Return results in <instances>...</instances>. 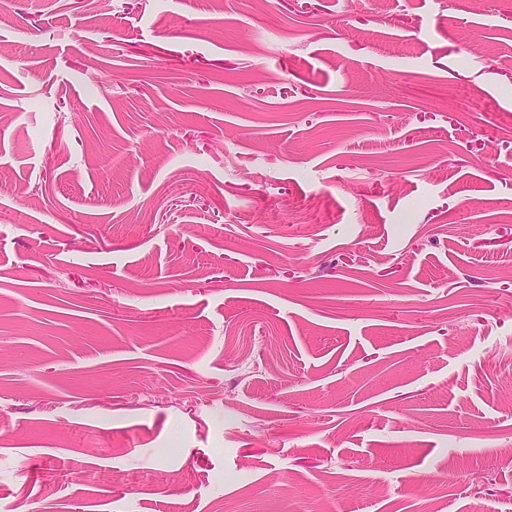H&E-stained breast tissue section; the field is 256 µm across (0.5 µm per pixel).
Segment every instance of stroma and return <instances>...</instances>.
Here are the masks:
<instances>
[{"label": "stroma", "mask_w": 512, "mask_h": 512, "mask_svg": "<svg viewBox=\"0 0 512 512\" xmlns=\"http://www.w3.org/2000/svg\"><path fill=\"white\" fill-rule=\"evenodd\" d=\"M512 0H0V512H512Z\"/></svg>", "instance_id": "stroma-1"}]
</instances>
